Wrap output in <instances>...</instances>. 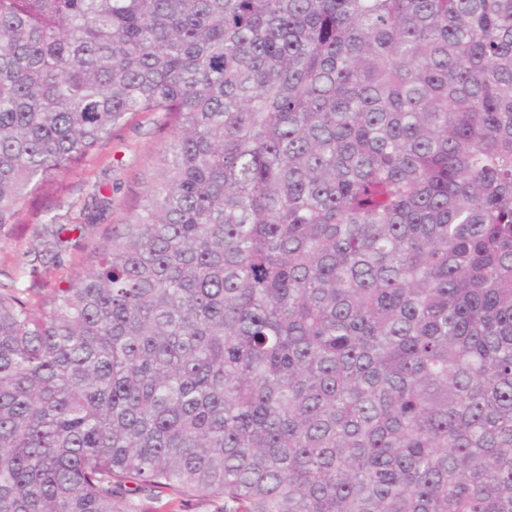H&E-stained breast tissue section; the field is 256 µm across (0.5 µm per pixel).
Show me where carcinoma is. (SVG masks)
I'll list each match as a JSON object with an SVG mask.
<instances>
[{
	"instance_id": "1",
	"label": "carcinoma",
	"mask_w": 512,
	"mask_h": 512,
	"mask_svg": "<svg viewBox=\"0 0 512 512\" xmlns=\"http://www.w3.org/2000/svg\"><path fill=\"white\" fill-rule=\"evenodd\" d=\"M144 115L0 289V512H512V0H0V229ZM168 135L151 117L141 116L119 127L109 146L94 161L69 171L64 177L69 192L60 199L44 201L43 206L47 203L59 214H65L72 203H76L77 209L84 204L95 207L94 193L100 199L111 198V206L95 224H82V228L75 230V224L67 225V231L61 235L64 242L47 245L43 255L32 264L23 268L17 265L20 255L36 243L40 224L24 221L1 229L0 283L10 284L6 275L10 276L22 288H28L35 301L46 288L68 279L81 264H86L91 249L106 242L112 231L119 230L135 212ZM145 505L151 512H216L218 504L209 500L183 501L173 493L163 494L159 500L147 499Z\"/></svg>"
}]
</instances>
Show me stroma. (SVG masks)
I'll use <instances>...</instances> for the list:
<instances>
[{
  "label": "stroma",
  "instance_id": "stroma-1",
  "mask_svg": "<svg viewBox=\"0 0 512 512\" xmlns=\"http://www.w3.org/2000/svg\"><path fill=\"white\" fill-rule=\"evenodd\" d=\"M167 138V130L152 118H137L119 127L94 161L69 171L64 177L68 192L52 201L54 212L66 213L73 204L91 206L99 198L110 199L111 205L95 223L65 231L61 244L47 245L34 262L22 266L18 259L33 246L39 225L9 224L1 228L0 283L15 279L36 300L47 288L68 279L87 263L91 249L106 242L132 216Z\"/></svg>",
  "mask_w": 512,
  "mask_h": 512
}]
</instances>
